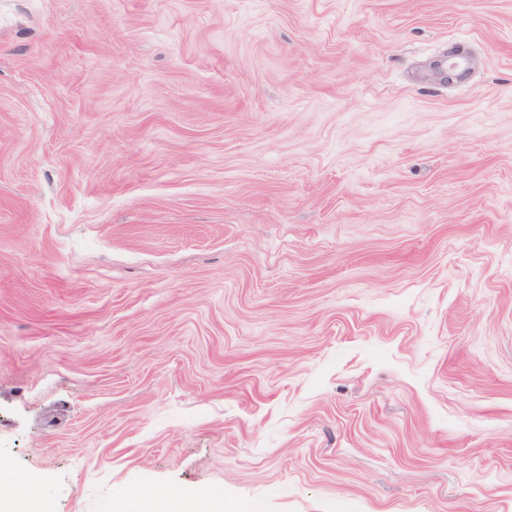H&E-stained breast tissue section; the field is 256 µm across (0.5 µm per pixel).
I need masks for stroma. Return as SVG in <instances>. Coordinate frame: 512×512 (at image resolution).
<instances>
[{"mask_svg": "<svg viewBox=\"0 0 512 512\" xmlns=\"http://www.w3.org/2000/svg\"><path fill=\"white\" fill-rule=\"evenodd\" d=\"M0 460L512 512V0H0Z\"/></svg>", "mask_w": 512, "mask_h": 512, "instance_id": "stroma-1", "label": "stroma"}]
</instances>
